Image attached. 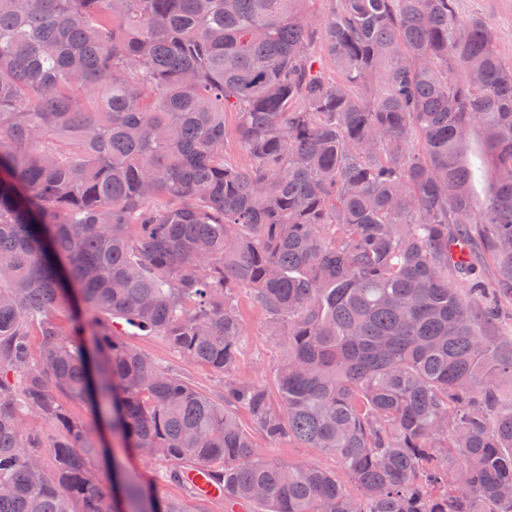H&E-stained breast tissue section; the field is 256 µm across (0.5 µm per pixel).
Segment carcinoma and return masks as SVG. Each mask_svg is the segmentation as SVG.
Instances as JSON below:
<instances>
[{"label": "carcinoma", "mask_w": 512, "mask_h": 512, "mask_svg": "<svg viewBox=\"0 0 512 512\" xmlns=\"http://www.w3.org/2000/svg\"><path fill=\"white\" fill-rule=\"evenodd\" d=\"M302 2L0 0V512H146L68 401L196 503L151 512H205L199 468L224 512H512V335L475 241L512 289V65L454 0ZM240 289L283 349L277 409L128 342L230 374ZM240 408L340 472L260 457ZM466 164L472 173L471 192L475 199L482 201L490 193L494 173L490 153L479 130L473 133ZM129 340L139 346L150 357L172 367L196 388L210 395L224 391V377L208 366L192 364L181 358L160 336H133Z\"/></svg>", "instance_id": "carcinoma-1"}]
</instances>
